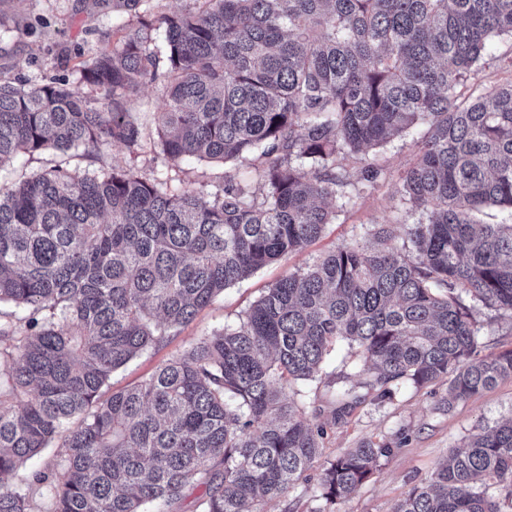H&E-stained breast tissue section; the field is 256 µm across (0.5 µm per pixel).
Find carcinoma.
Here are the masks:
<instances>
[{
    "mask_svg": "<svg viewBox=\"0 0 512 512\" xmlns=\"http://www.w3.org/2000/svg\"><path fill=\"white\" fill-rule=\"evenodd\" d=\"M159 18L168 164L264 160L254 187L174 188L134 169L59 163L0 186V477L54 444L55 512H168L203 488L205 512H264L321 467L319 498H347L392 454L365 443L321 462L325 430L283 383L320 378L337 341L362 398L453 374L442 404L512 377V350L478 357L479 307L512 320V81L460 99L512 0H192ZM146 18L91 49L80 85L0 78V168L47 150L141 146L131 93L158 78ZM425 127L401 204L425 218L402 245L389 224L272 284L234 328L196 341L102 398L112 372L188 324L225 288L318 239L326 202L359 192L347 161ZM512 418L449 452L393 512H505ZM0 512H33L0 488Z\"/></svg>",
    "mask_w": 512,
    "mask_h": 512,
    "instance_id": "obj_1",
    "label": "carcinoma"
}]
</instances>
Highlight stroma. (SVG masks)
Wrapping results in <instances>:
<instances>
[{
    "label": "stroma",
    "mask_w": 512,
    "mask_h": 512,
    "mask_svg": "<svg viewBox=\"0 0 512 512\" xmlns=\"http://www.w3.org/2000/svg\"><path fill=\"white\" fill-rule=\"evenodd\" d=\"M136 12L132 0H8L0 6V77L63 76L77 83L82 52L98 45H115L125 27L136 26ZM511 79L512 38L505 36L493 41L477 82L480 89L489 90ZM163 85L160 79L146 83L129 98L130 112L150 135L155 134L157 117L164 107ZM417 138L413 131L371 152L368 160L383 169V179L365 187L351 204L337 209L319 239L226 288L180 331L114 371L111 390L119 391L146 379L200 338L236 327L271 284L338 246L364 242L372 225L389 224L399 234L404 225L422 219L421 211L405 212L398 193L401 174L416 158ZM152 158L149 152L133 156L124 145L112 143L93 156L70 158L69 165L89 171L133 166L148 177L154 167ZM259 165L256 158L226 165L192 160L180 163L171 175L184 185L210 193L228 178L253 182ZM480 319L479 356L512 349L511 320L487 309ZM358 366L347 345L337 344L327 359L323 379L300 386L307 401L314 405L308 418L326 431V458L369 441L387 444L393 450L349 498L334 505L333 512H391L399 500L430 477L450 450L463 447L479 428L512 417V378H508L449 408L439 405L445 385L418 389L404 383L382 401L366 395L343 421L334 422L332 387L354 381ZM58 455V448H48L0 482L29 498L35 512H53L55 481L49 473Z\"/></svg>",
    "instance_id": "obj_1"
}]
</instances>
